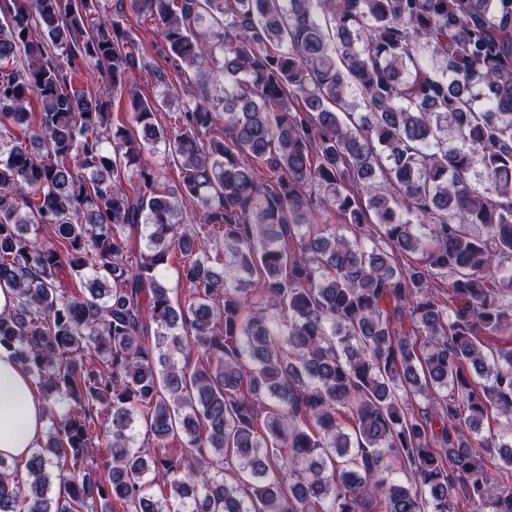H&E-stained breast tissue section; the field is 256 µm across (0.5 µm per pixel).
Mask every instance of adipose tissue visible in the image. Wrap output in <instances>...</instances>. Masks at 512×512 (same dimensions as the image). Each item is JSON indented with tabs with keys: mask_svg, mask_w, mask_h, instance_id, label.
<instances>
[{
	"mask_svg": "<svg viewBox=\"0 0 512 512\" xmlns=\"http://www.w3.org/2000/svg\"><path fill=\"white\" fill-rule=\"evenodd\" d=\"M48 429L36 385L9 351L0 350V456L27 459Z\"/></svg>",
	"mask_w": 512,
	"mask_h": 512,
	"instance_id": "ef3b65f1",
	"label": "adipose tissue"
}]
</instances>
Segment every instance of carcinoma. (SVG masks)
Returning <instances> with one entry per match:
<instances>
[{"instance_id":"1","label":"carcinoma","mask_w":512,"mask_h":512,"mask_svg":"<svg viewBox=\"0 0 512 512\" xmlns=\"http://www.w3.org/2000/svg\"><path fill=\"white\" fill-rule=\"evenodd\" d=\"M117 2L0 0V348L50 424L0 512H512V0ZM146 69L215 93L163 125ZM126 23L133 28L137 36L148 46V61L151 67L169 70L171 66L167 63L166 54L162 51L156 23L146 20L143 17H138L132 13H127ZM153 44H157L158 47L153 48Z\"/></svg>"}]
</instances>
